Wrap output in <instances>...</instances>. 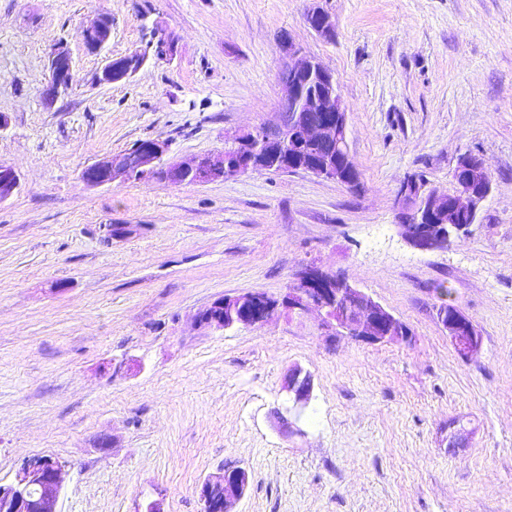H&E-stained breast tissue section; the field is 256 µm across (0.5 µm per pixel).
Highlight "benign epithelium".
<instances>
[{
    "label": "benign epithelium",
    "instance_id": "benign-epithelium-1",
    "mask_svg": "<svg viewBox=\"0 0 512 512\" xmlns=\"http://www.w3.org/2000/svg\"><path fill=\"white\" fill-rule=\"evenodd\" d=\"M308 25L321 36H328L334 28L331 15L319 7L309 9ZM111 25L100 17L84 29V45L97 53L108 43ZM154 55L170 59L176 49V39L163 28L153 33ZM281 79L286 96L274 119L247 129L235 136L239 153L233 164V174L260 172L272 160L280 159L282 147L293 143L299 147L309 143L329 148L319 162L301 165L306 172L330 181H344L348 172L355 170L347 141V112L337 92L331 72L314 57L288 41ZM147 55L136 51L119 58H109L98 72L100 84H112L133 76L141 69ZM50 85L45 99L52 101L69 84L70 56L61 46L49 56ZM308 112H319L314 121L306 118ZM169 144L165 140L150 139L132 148L104 156L85 167L81 178L91 186L110 185L117 180H131L135 176L159 177L179 185L189 177L195 183L210 182L225 167L224 154L205 155L185 162L167 157ZM466 173L454 179V191L440 194L432 190L422 199L403 189L400 198L413 211V220L401 225L402 234L416 249L424 252L448 248L451 233H466V224L429 223L431 210L436 206L451 205L455 211L479 216L491 192V179L485 163L468 155L458 159L456 169ZM19 188V177L13 167L0 165V202L11 198ZM304 314L315 311L321 326L341 336H349L367 343L392 341L407 342L411 333L404 323L361 289L334 272L309 266L299 271L280 301L262 291H249L214 302L198 316L199 322L217 329L234 326H256L267 323L279 307ZM438 320L448 333V339L457 353L469 358L482 347L481 336L472 321L460 310H438ZM288 414L300 418L307 408L312 391L309 372L295 367L288 376ZM64 465L46 457L23 462L15 481L0 484V512H59L57 509ZM249 475L241 466H226L216 476L204 481L200 491L202 512H234L248 487Z\"/></svg>",
    "mask_w": 512,
    "mask_h": 512
}]
</instances>
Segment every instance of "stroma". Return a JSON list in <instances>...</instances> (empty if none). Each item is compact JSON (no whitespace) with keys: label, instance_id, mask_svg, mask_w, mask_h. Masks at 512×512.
<instances>
[{"label":"stroma","instance_id":"1","mask_svg":"<svg viewBox=\"0 0 512 512\" xmlns=\"http://www.w3.org/2000/svg\"><path fill=\"white\" fill-rule=\"evenodd\" d=\"M334 22L322 37L306 15ZM112 18L103 53L84 28ZM178 42L119 83L106 57ZM291 39L335 76L356 186L304 172L202 184L115 181L81 170L161 137L183 160L279 110ZM71 57L53 104L48 55ZM0 484L24 460L65 466L60 512H202L227 465L250 482L236 512H512V0H0ZM492 190L445 250L402 236L404 180L445 193L461 155ZM107 224L132 234L107 238ZM317 266L400 319L408 342L370 344L279 309L217 330L197 316L259 290L283 298ZM476 326L460 357L442 299ZM313 376L296 431L288 370ZM470 421L446 448L451 420Z\"/></svg>","mask_w":512,"mask_h":512}]
</instances>
